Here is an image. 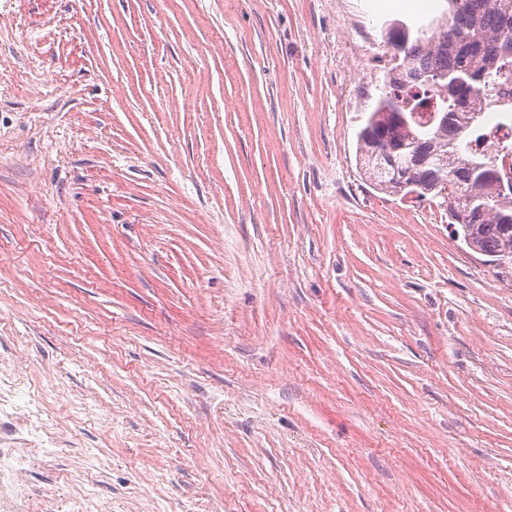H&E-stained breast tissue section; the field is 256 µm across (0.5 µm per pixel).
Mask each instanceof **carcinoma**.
Segmentation results:
<instances>
[{
	"mask_svg": "<svg viewBox=\"0 0 512 512\" xmlns=\"http://www.w3.org/2000/svg\"><path fill=\"white\" fill-rule=\"evenodd\" d=\"M437 44L399 23L387 32L395 68L357 135L366 180L388 195L446 194L448 217L475 252L512 260V183L479 151L477 115L465 108L488 87L489 64L512 68V0H448ZM445 111L441 125L425 113Z\"/></svg>",
	"mask_w": 512,
	"mask_h": 512,
	"instance_id": "1",
	"label": "carcinoma"
}]
</instances>
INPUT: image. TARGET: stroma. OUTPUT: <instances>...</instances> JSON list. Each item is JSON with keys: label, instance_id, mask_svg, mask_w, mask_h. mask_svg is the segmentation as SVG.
<instances>
[{"label": "stroma", "instance_id": "obj_1", "mask_svg": "<svg viewBox=\"0 0 512 512\" xmlns=\"http://www.w3.org/2000/svg\"><path fill=\"white\" fill-rule=\"evenodd\" d=\"M446 0H0V512H512V261L367 184ZM32 464L29 456L19 455L0 460V498L12 499L18 494L17 478Z\"/></svg>", "mask_w": 512, "mask_h": 512}]
</instances>
